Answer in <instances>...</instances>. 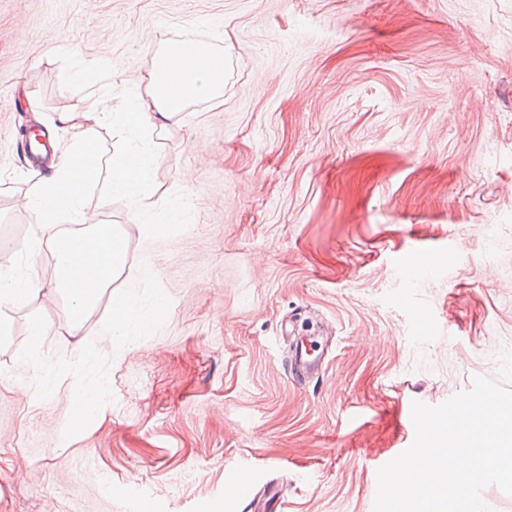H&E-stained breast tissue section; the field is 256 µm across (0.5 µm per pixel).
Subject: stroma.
Wrapping results in <instances>:
<instances>
[{
    "label": "stroma",
    "instance_id": "obj_1",
    "mask_svg": "<svg viewBox=\"0 0 512 512\" xmlns=\"http://www.w3.org/2000/svg\"><path fill=\"white\" fill-rule=\"evenodd\" d=\"M219 31L223 95L154 132L147 196L106 173L84 190L127 242L110 290L79 317L61 297L5 310L0 512H220L233 466L283 512H373L413 402L512 388V0H0V261L51 281L22 126L64 162L59 113L101 108L81 65L112 69L120 112L152 52ZM420 248L434 271L403 264ZM119 292L166 304L110 336ZM318 342L320 374L289 377ZM84 385L99 407L72 427Z\"/></svg>",
    "mask_w": 512,
    "mask_h": 512
}]
</instances>
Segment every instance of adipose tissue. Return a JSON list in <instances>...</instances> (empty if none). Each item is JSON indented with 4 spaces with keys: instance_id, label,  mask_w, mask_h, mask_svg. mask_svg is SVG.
<instances>
[{
    "instance_id": "adipose-tissue-1",
    "label": "adipose tissue",
    "mask_w": 512,
    "mask_h": 512,
    "mask_svg": "<svg viewBox=\"0 0 512 512\" xmlns=\"http://www.w3.org/2000/svg\"><path fill=\"white\" fill-rule=\"evenodd\" d=\"M162 57H175L182 66L177 80H170L165 70L149 65L148 95L125 112H67L63 121L70 123L74 134L72 151L66 163L47 179L33 183L25 206L35 216V234L54 245L57 224L80 225L81 231L68 243L69 249H80L83 239L100 235L101 227L88 223L82 207L83 191L91 180L109 172L114 191L139 197L149 185L148 159L152 143L151 130L160 127L184 108L186 99H213L224 86V56L211 46L199 42H174L161 50ZM110 127L123 134L125 140L111 159L90 161L86 152L95 143L101 128ZM139 134L138 141L128 140L127 132ZM121 233L106 237L99 250L89 253L81 266L56 263L53 282L55 292L91 306L102 290L109 288L115 273L125 265ZM95 278V289H87V278ZM151 312L137 308L136 300L121 293L112 298V311L106 321L111 335H129L132 328L148 325Z\"/></svg>"
}]
</instances>
